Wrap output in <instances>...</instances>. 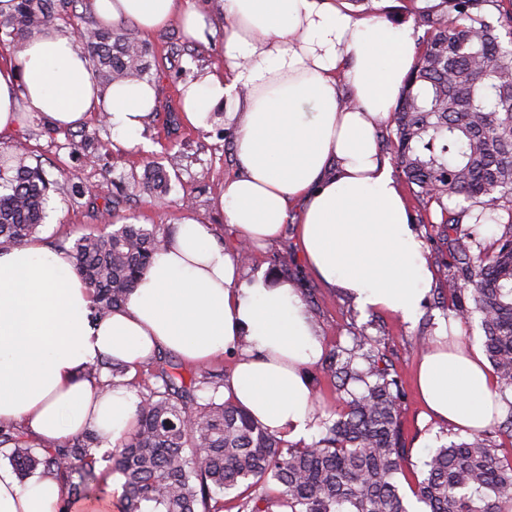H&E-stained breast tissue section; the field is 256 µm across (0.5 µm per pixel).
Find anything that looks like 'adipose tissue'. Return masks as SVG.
<instances>
[{"instance_id": "adipose-tissue-1", "label": "adipose tissue", "mask_w": 512, "mask_h": 512, "mask_svg": "<svg viewBox=\"0 0 512 512\" xmlns=\"http://www.w3.org/2000/svg\"><path fill=\"white\" fill-rule=\"evenodd\" d=\"M100 22H133L146 35L173 21L205 35L193 0H92ZM224 20V72L186 85L185 122L201 127L223 111L234 129L235 176L221 202L240 243L275 240L298 211V238L310 272L347 291L363 310L416 315L430 271L390 162L380 155L377 123L388 117L414 63L409 26L354 15L345 0H217ZM350 92L355 109L341 107ZM158 105L148 82L100 92L75 37L50 29L0 64V139L21 112L68 128L105 114L113 141L140 145ZM235 254L206 225L178 224L125 304L92 321L94 298L65 252L38 243L0 250V424H21L37 440L63 443L83 432L114 447L136 413L126 387L101 390L84 374L107 357L137 367L167 350L190 365L237 354L224 396L278 437L313 429L314 395L306 369L323 346L300 293L258 275L239 284ZM416 386L440 419L480 431L497 411L483 357L459 347L426 350ZM52 476L19 482L0 466V512H59Z\"/></svg>"}]
</instances>
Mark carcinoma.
I'll use <instances>...</instances> for the list:
<instances>
[{
  "mask_svg": "<svg viewBox=\"0 0 512 512\" xmlns=\"http://www.w3.org/2000/svg\"><path fill=\"white\" fill-rule=\"evenodd\" d=\"M76 0H15L0 34L15 51L48 27L78 31V45L102 88L150 74L149 50L132 29L81 27ZM416 61L384 136L411 185L418 222L437 224L448 245V309L478 317L485 354L501 396L512 392V0H434L412 12ZM77 156L104 148L78 132ZM133 188L156 198L171 189L169 172L150 165ZM78 204L98 198L78 176L50 180L41 162L18 150L0 152V248L30 241L45 218L49 192ZM498 233L487 239L480 228ZM167 233L159 226L120 224L112 231L61 241L74 273L92 292L94 317L125 304ZM352 347L336 346L321 362L338 409L316 417L311 443L272 434L224 399L223 374L198 368L190 378L155 358L153 383L139 391L133 426L103 456L122 479L119 512H412L399 485L410 449L400 428L401 378L377 340L361 329ZM104 388L129 384L127 368L109 358L86 368ZM512 401L491 432L444 442L423 462L411 493L422 512H512ZM91 432L63 445L30 444L0 425V454L20 481L52 475L72 500L106 496Z\"/></svg>",
  "mask_w": 512,
  "mask_h": 512,
  "instance_id": "carcinoma-1",
  "label": "carcinoma"
}]
</instances>
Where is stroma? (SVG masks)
I'll return each instance as SVG.
<instances>
[{
  "label": "stroma",
  "mask_w": 512,
  "mask_h": 512,
  "mask_svg": "<svg viewBox=\"0 0 512 512\" xmlns=\"http://www.w3.org/2000/svg\"><path fill=\"white\" fill-rule=\"evenodd\" d=\"M426 0H353L355 14L379 18L399 27L412 23V6H425ZM153 51L151 81L157 91L158 107L143 132L145 147L128 150L112 140L109 126L100 125L97 116H89L86 130L97 131L108 150L103 161L88 162L74 156L69 148L70 133L66 130L49 134L42 120L25 117L11 146L24 149L38 158L51 176L76 174L100 194L120 197L121 205L111 219L96 216L92 209L51 196L48 215L36 234L39 244L52 247L63 238H76L84 233H104L109 223L156 224L171 229L183 218L191 217L210 227L217 242L227 250H238L233 229L224 221L219 196L226 177L235 171V155L231 140L221 137L215 127L180 125L177 133H169L171 115L182 112L181 88L209 73L221 71L223 27H213L207 42L189 40L180 23H171L162 32L145 37ZM179 150L180 161L172 171V190L163 203H154L145 194L134 193L130 174L142 173L152 161L165 162L170 150ZM413 231L421 240L431 273L430 290L418 313L409 320L385 311L364 312L341 289L325 287L312 277L300 255L292 229L263 248H255L241 264V279L249 281L257 272L279 273L278 260L287 256L293 275L291 285L299 288L324 350L350 346L353 331L366 329L385 347L401 376L406 399L402 404V430L410 450L414 471H421L430 451L442 437L456 438L463 430L437 419L423 405L415 385V368L420 355L434 346L440 337L464 349L482 345L478 322L464 324L460 335H452V318L447 300L438 290L443 287L448 252L434 224H414Z\"/></svg>",
  "instance_id": "stroma-1"
}]
</instances>
